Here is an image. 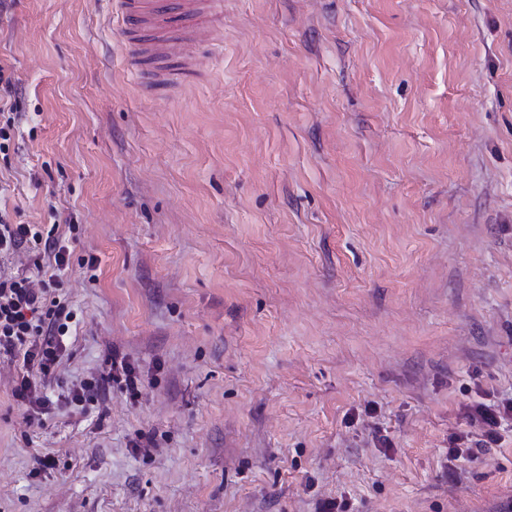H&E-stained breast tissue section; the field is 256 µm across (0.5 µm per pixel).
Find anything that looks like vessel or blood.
<instances>
[{"label": "vessel or blood", "mask_w": 512, "mask_h": 512, "mask_svg": "<svg viewBox=\"0 0 512 512\" xmlns=\"http://www.w3.org/2000/svg\"><path fill=\"white\" fill-rule=\"evenodd\" d=\"M120 12L133 52L153 62L148 86L155 90L180 78L181 72L168 68L169 60L180 59L182 72L191 71L187 49L203 42L223 18L224 0H121Z\"/></svg>", "instance_id": "obj_1"}]
</instances>
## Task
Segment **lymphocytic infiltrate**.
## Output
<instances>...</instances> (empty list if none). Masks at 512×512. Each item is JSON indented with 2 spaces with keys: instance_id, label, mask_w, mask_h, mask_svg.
Listing matches in <instances>:
<instances>
[{
  "instance_id": "1",
  "label": "lymphocytic infiltrate",
  "mask_w": 512,
  "mask_h": 512,
  "mask_svg": "<svg viewBox=\"0 0 512 512\" xmlns=\"http://www.w3.org/2000/svg\"><path fill=\"white\" fill-rule=\"evenodd\" d=\"M31 251L36 273L26 276L0 266V354L18 357L26 373L14 388V396L30 418H38L46 400L40 391L42 379L52 376L61 361L63 338L73 312L60 279L67 265V250L59 238L43 235L31 224L0 220V254L20 249ZM116 384L130 397H138L134 367L124 360L112 361L107 375L96 381L72 385V403L92 400L98 390ZM470 427L464 436L449 439L448 458L477 460L491 453L501 440L503 424L512 421V397L493 402L474 400L464 405Z\"/></svg>"
}]
</instances>
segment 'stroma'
<instances>
[{
    "mask_svg": "<svg viewBox=\"0 0 512 512\" xmlns=\"http://www.w3.org/2000/svg\"><path fill=\"white\" fill-rule=\"evenodd\" d=\"M121 23L0 6V217L76 316L42 423L0 356V512H501L512 422L448 438L512 395V0H224L151 94ZM114 355L140 397L70 404ZM464 418L473 430L465 436L453 435L449 439L448 461L461 457L477 460L499 448V430L505 422L512 421V397L493 402L473 400L463 406Z\"/></svg>",
    "mask_w": 512,
    "mask_h": 512,
    "instance_id": "1",
    "label": "stroma"
}]
</instances>
